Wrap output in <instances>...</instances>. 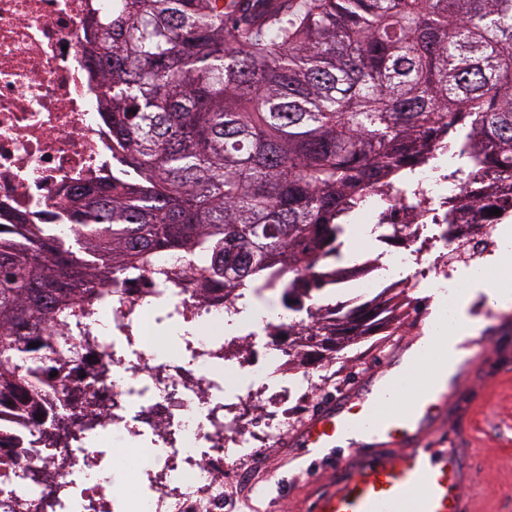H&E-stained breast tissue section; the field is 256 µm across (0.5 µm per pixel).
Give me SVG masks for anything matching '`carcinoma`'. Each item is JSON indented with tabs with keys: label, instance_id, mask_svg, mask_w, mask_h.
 Returning a JSON list of instances; mask_svg holds the SVG:
<instances>
[{
	"label": "carcinoma",
	"instance_id": "carcinoma-1",
	"mask_svg": "<svg viewBox=\"0 0 512 512\" xmlns=\"http://www.w3.org/2000/svg\"><path fill=\"white\" fill-rule=\"evenodd\" d=\"M85 53L112 118V178L66 188L64 224L0 230V416L70 400L54 323L161 251L226 288L278 287L349 240L436 141L512 168V0H111ZM447 116L446 131L435 127ZM358 329L323 322L336 342ZM56 376H51V373Z\"/></svg>",
	"mask_w": 512,
	"mask_h": 512
}]
</instances>
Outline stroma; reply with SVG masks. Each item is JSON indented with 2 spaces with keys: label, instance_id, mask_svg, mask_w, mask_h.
<instances>
[{
  "label": "stroma",
  "instance_id": "stroma-1",
  "mask_svg": "<svg viewBox=\"0 0 512 512\" xmlns=\"http://www.w3.org/2000/svg\"><path fill=\"white\" fill-rule=\"evenodd\" d=\"M385 343L382 336L366 337L337 352L331 381L319 393L318 402L341 393L357 376L378 366L380 359L372 348ZM493 348L496 357L488 365V374L495 375V386L487 387V374L466 381L448 411L445 430L450 436L465 431L477 447L468 466L477 482L474 495L483 512H512V328L498 329ZM309 476L308 462L299 449L270 448L259 454L251 467L252 482L261 484V493H252L245 485L240 495L252 503L251 512H283L304 491Z\"/></svg>",
  "mask_w": 512,
  "mask_h": 512
}]
</instances>
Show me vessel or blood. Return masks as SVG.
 <instances>
[{"label":"vessel or blood","instance_id":"vessel-or-blood-1","mask_svg":"<svg viewBox=\"0 0 512 512\" xmlns=\"http://www.w3.org/2000/svg\"><path fill=\"white\" fill-rule=\"evenodd\" d=\"M490 336L445 386L419 388L395 357L367 385L324 402L294 444L327 463L322 486L308 487L306 512H476L459 449L439 447L441 418L459 386L491 357Z\"/></svg>","mask_w":512,"mask_h":512}]
</instances>
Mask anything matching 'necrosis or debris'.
Here are the masks:
<instances>
[{
	"instance_id": "4bbe7bcc",
	"label": "necrosis or debris",
	"mask_w": 512,
	"mask_h": 512,
	"mask_svg": "<svg viewBox=\"0 0 512 512\" xmlns=\"http://www.w3.org/2000/svg\"><path fill=\"white\" fill-rule=\"evenodd\" d=\"M103 4L0 0L1 223H49L64 186L112 174V125L81 46L85 17ZM447 175L428 157L390 191L367 189L354 215L359 225H402L393 256L410 264L406 288L454 287L460 268L491 278L503 270L488 258L512 209L496 184L467 177L452 187ZM378 269L363 254L317 266L343 296L315 304L295 294L284 314L231 335L224 318L240 305L236 290L184 275L160 281L149 270L113 285L64 328L61 355L73 376L66 409L93 427L55 447L27 428L23 461L0 470V512H87L115 498L125 512H235L258 449L278 445L326 369L305 361L311 343L289 347L284 336L362 306L385 285ZM106 356L102 386L92 377ZM112 447L130 451L119 489L99 475ZM49 458L45 483L38 475Z\"/></svg>"
}]
</instances>
